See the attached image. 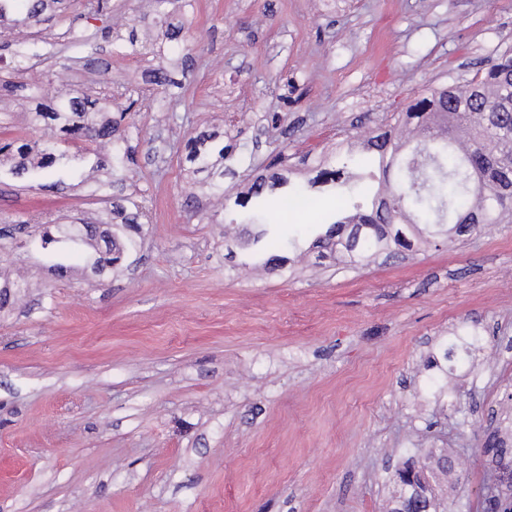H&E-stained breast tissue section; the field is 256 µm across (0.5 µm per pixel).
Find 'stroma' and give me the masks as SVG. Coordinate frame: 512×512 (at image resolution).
Segmentation results:
<instances>
[{"label": "stroma", "instance_id": "1", "mask_svg": "<svg viewBox=\"0 0 512 512\" xmlns=\"http://www.w3.org/2000/svg\"><path fill=\"white\" fill-rule=\"evenodd\" d=\"M82 2L38 24L19 0L0 14V73L25 69L22 87L0 85V139L37 134L36 113L71 90L150 88L159 14L184 23L196 62L169 64L165 92L133 107V161L103 193L148 221L112 225L114 268L96 275L89 246L0 253L25 282L0 309V512H390L407 448L442 512L476 503L486 436L512 435V224L349 266L311 248L351 212L314 180L343 162L374 193L363 133L512 49V0ZM74 31L88 45L57 73L45 46L69 50ZM116 32L143 52L117 51ZM191 138L235 145L223 194L187 160ZM280 151L284 184L250 223L233 201ZM12 166L0 223L101 213L92 183ZM272 240L282 263L268 267ZM467 333L479 348L448 362L439 405L429 383Z\"/></svg>", "mask_w": 512, "mask_h": 512}]
</instances>
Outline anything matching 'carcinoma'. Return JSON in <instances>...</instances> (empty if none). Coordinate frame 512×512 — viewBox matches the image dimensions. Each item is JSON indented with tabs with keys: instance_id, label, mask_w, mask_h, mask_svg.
I'll return each mask as SVG.
<instances>
[{
	"instance_id": "obj_1",
	"label": "carcinoma",
	"mask_w": 512,
	"mask_h": 512,
	"mask_svg": "<svg viewBox=\"0 0 512 512\" xmlns=\"http://www.w3.org/2000/svg\"><path fill=\"white\" fill-rule=\"evenodd\" d=\"M97 101L73 95L57 101L50 112L37 116L62 122L79 149L71 153L39 140L17 139L0 142V156L13 152H34L40 156L38 168L72 172L82 154L103 143L112 145L114 182L125 180L132 157L122 148L127 132L135 122L126 121L127 112L96 120L85 112ZM404 125L438 128L434 137L414 143L384 131L364 141V149L378 159L382 189L371 207L357 209L336 219L319 238L317 247L336 253L355 265L391 247L411 249L422 239L439 236L462 237L483 224H502L512 217V53L506 51L484 69L477 70L463 84H452L420 94L398 118ZM188 160L200 170L216 166L201 140L186 143ZM274 188L264 180L252 183L248 195L234 201L245 206L251 200H264ZM108 213L122 223L139 229L141 208L129 212L115 204ZM33 228L44 244L62 239L85 241L93 237L88 224H75L62 218L33 216L25 221L0 227V240H16ZM480 339L469 334L445 352L451 360L458 353L466 356ZM485 452L499 466L512 462V448L492 435ZM400 490V509L396 512H432L436 503L419 478L415 466L404 462L395 471Z\"/></svg>"
}]
</instances>
